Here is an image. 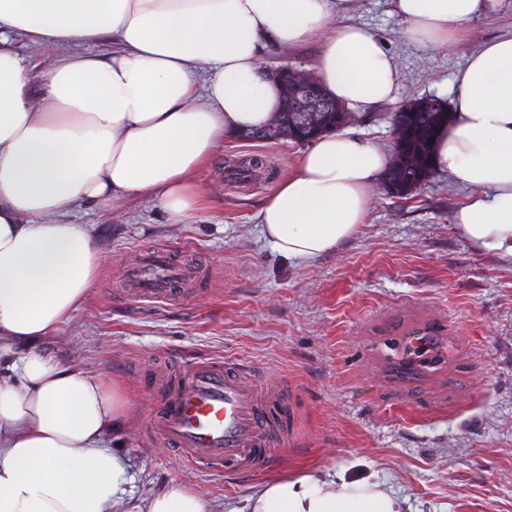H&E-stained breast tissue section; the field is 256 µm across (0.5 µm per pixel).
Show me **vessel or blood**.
<instances>
[{
	"label": "vessel or blood",
	"instance_id": "vessel-or-blood-1",
	"mask_svg": "<svg viewBox=\"0 0 512 512\" xmlns=\"http://www.w3.org/2000/svg\"><path fill=\"white\" fill-rule=\"evenodd\" d=\"M185 258L164 247L141 251L124 275L119 295L133 303L171 305L189 294ZM160 396L149 434L191 466L216 473H254L288 438V408L242 367L219 360L187 361L173 378L156 379Z\"/></svg>",
	"mask_w": 512,
	"mask_h": 512
}]
</instances>
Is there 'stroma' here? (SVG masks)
<instances>
[{"mask_svg": "<svg viewBox=\"0 0 512 512\" xmlns=\"http://www.w3.org/2000/svg\"><path fill=\"white\" fill-rule=\"evenodd\" d=\"M335 21L371 31L397 64L394 101L353 111L355 127L387 149L399 105L450 100L471 53L512 32L507 10L427 52L408 38L392 0H341ZM304 149L287 138L227 137L196 176L206 208L182 224L151 196L74 212L110 261L46 347L61 357L77 347L82 365L108 373L127 399L114 447L128 465V491L143 496L182 480L210 512H226L276 478L374 474L404 512H512V262L465 239L454 213L466 192L438 174L404 198L375 186L364 223L326 255H279L258 213ZM243 156L264 166L232 181L229 167ZM151 246L191 256L206 285L177 305L125 302L115 288ZM160 356L231 360L287 398L288 441L267 467L220 475L186 465L149 435L158 401L140 381Z\"/></svg>", "mask_w": 512, "mask_h": 512, "instance_id": "stroma-1", "label": "stroma"}]
</instances>
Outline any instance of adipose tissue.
Returning <instances> with one entry per match:
<instances>
[{
    "mask_svg": "<svg viewBox=\"0 0 512 512\" xmlns=\"http://www.w3.org/2000/svg\"><path fill=\"white\" fill-rule=\"evenodd\" d=\"M512 0H393L423 49L468 34ZM334 0H0V512H210L182 482L128 497L109 445L128 403L43 343L84 303L107 256L72 214L89 201L150 195L179 224L207 204L196 174L227 136L261 128L281 90L267 50L315 39L314 76L349 107L393 99V57L369 30L334 25ZM21 36L47 54L41 71ZM110 39L112 51H94ZM436 173L467 189L455 223L512 262V33L457 72ZM388 163L353 130L303 152L259 211L280 254L309 261L363 223ZM249 512H401L378 482L304 475L264 484Z\"/></svg>",
    "mask_w": 512,
    "mask_h": 512,
    "instance_id": "1",
    "label": "adipose tissue"
}]
</instances>
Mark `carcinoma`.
<instances>
[{
  "label": "carcinoma",
  "mask_w": 512,
  "mask_h": 512,
  "mask_svg": "<svg viewBox=\"0 0 512 512\" xmlns=\"http://www.w3.org/2000/svg\"><path fill=\"white\" fill-rule=\"evenodd\" d=\"M283 104L272 122L259 130L240 133L245 140H277L287 137L297 143L306 136H316L339 129L351 119V113L334 99L327 105L319 102L324 89L315 84L311 89L301 87L293 74L280 82ZM393 121L399 137L392 147L391 161L383 181L392 185L395 194L403 195L420 186L433 173V144L439 131L448 124V106L432 97H421L394 114Z\"/></svg>",
  "instance_id": "cac0c4a2"
}]
</instances>
